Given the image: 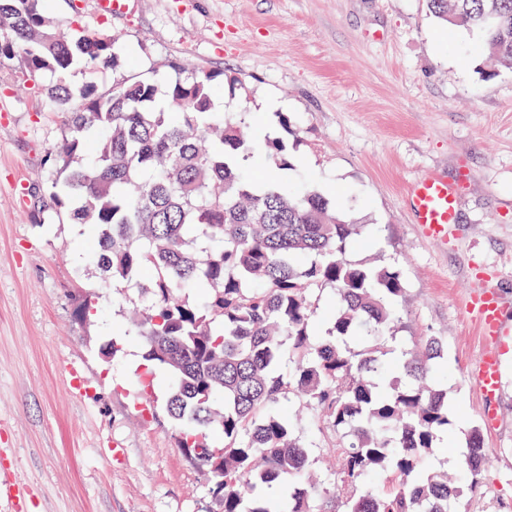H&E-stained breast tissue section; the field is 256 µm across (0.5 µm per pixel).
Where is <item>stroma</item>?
<instances>
[{"label": "stroma", "mask_w": 512, "mask_h": 512, "mask_svg": "<svg viewBox=\"0 0 512 512\" xmlns=\"http://www.w3.org/2000/svg\"><path fill=\"white\" fill-rule=\"evenodd\" d=\"M50 14L58 31L79 18L121 44L102 87L177 64L223 72L215 101L226 117L271 129L276 112L262 106L278 102L293 122L286 180L335 198L360 224L350 262L399 269L400 336L445 341L455 416L431 466L464 482L449 452L480 429L485 490L463 494L458 512H512V335L501 388L487 398L474 379L482 337L463 314L478 265L500 272L512 303V67L486 62L477 33L445 29L425 0H128L112 15L95 0H51ZM1 103L0 469L32 512H215L172 422L137 403L141 338L112 334L143 298L101 291L88 231L29 219L26 193L49 176L45 150L62 135L46 91L18 61L0 63ZM425 174L462 185L442 242L425 237L410 205ZM96 289V314L79 320ZM110 341L117 353L107 358ZM114 445L125 450L115 463L104 454Z\"/></svg>", "instance_id": "35a3bbf8"}]
</instances>
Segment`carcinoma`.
<instances>
[{"label": "carcinoma", "mask_w": 512, "mask_h": 512, "mask_svg": "<svg viewBox=\"0 0 512 512\" xmlns=\"http://www.w3.org/2000/svg\"><path fill=\"white\" fill-rule=\"evenodd\" d=\"M45 2L0 0V63L52 77L49 98L62 107L61 139L46 152L54 174L30 191L31 218L92 230L105 287L149 297L127 333L143 339L146 373L168 375L163 410L177 447L197 455L221 512H457L456 487L428 465L452 417L445 344L423 336L386 358L383 342L401 325V273L349 262L359 225L330 197L280 177L294 167L288 114L276 113L280 134L259 148L244 121L214 111L222 73L101 91L99 74L118 64L115 39L81 22L70 36L56 32ZM426 4L447 26L478 31L488 58L512 63V0ZM76 68L80 86L66 80ZM257 153L270 168L263 183L243 173ZM323 286L337 302L321 337L309 291ZM186 289L199 300L185 301ZM292 406L348 439L327 448L336 467L321 480ZM460 459L479 492V430Z\"/></svg>", "instance_id": "carcinoma-1"}]
</instances>
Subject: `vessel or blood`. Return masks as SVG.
Instances as JSON below:
<instances>
[{"label": "vessel or blood", "instance_id": "obj_1", "mask_svg": "<svg viewBox=\"0 0 512 512\" xmlns=\"http://www.w3.org/2000/svg\"><path fill=\"white\" fill-rule=\"evenodd\" d=\"M410 198L416 220L422 224L426 236L431 239L446 238L451 225L457 220L458 186L448 184L446 179L439 176L427 175L412 183ZM475 277L479 286L468 293L465 313L478 324L487 343L475 381L486 395L492 396L501 384V341L512 330L504 322L506 302L495 286L498 272L480 267L476 269Z\"/></svg>", "mask_w": 512, "mask_h": 512}]
</instances>
